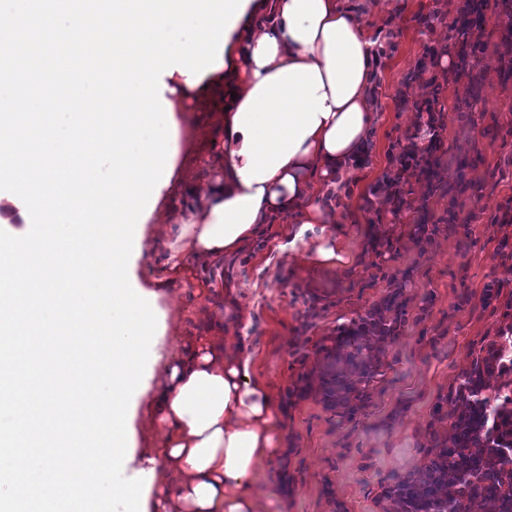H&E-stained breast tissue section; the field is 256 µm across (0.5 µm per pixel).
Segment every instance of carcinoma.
Returning a JSON list of instances; mask_svg holds the SVG:
<instances>
[{
	"mask_svg": "<svg viewBox=\"0 0 512 512\" xmlns=\"http://www.w3.org/2000/svg\"><path fill=\"white\" fill-rule=\"evenodd\" d=\"M471 2L470 11L456 18L462 31L480 25L488 7V0ZM479 57L478 47L464 49L459 74L473 76ZM404 317L396 291L365 318L337 328L330 344L320 345L326 363L316 391L326 406H340L348 418L357 417L367 387L378 375L364 333L372 330L390 343ZM344 362L358 370L357 379L344 376ZM493 376L506 381L490 387ZM452 395L461 405L455 439L434 443L423 468L393 479L383 493L385 512H467L476 500L487 512H512V329L481 346L471 368L457 378Z\"/></svg>",
	"mask_w": 512,
	"mask_h": 512,
	"instance_id": "obj_1",
	"label": "carcinoma"
}]
</instances>
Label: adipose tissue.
<instances>
[{
	"instance_id": "adipose-tissue-1",
	"label": "adipose tissue",
	"mask_w": 512,
	"mask_h": 512,
	"mask_svg": "<svg viewBox=\"0 0 512 512\" xmlns=\"http://www.w3.org/2000/svg\"><path fill=\"white\" fill-rule=\"evenodd\" d=\"M222 59L193 85L178 72L163 77L175 124L190 104L223 97V137L207 189L175 172L158 193L139 240L141 253L160 257L154 281L185 271L207 280L285 217L320 225L313 263L336 257V214L320 190L364 162L372 130L376 56L357 14L340 0H248ZM204 324L136 398L133 424L157 439L156 456L130 462L153 474L146 512H258L254 472L276 453L278 399L252 373L249 313L235 308L229 330L213 315Z\"/></svg>"
}]
</instances>
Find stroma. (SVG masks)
Segmentation results:
<instances>
[{
	"mask_svg": "<svg viewBox=\"0 0 512 512\" xmlns=\"http://www.w3.org/2000/svg\"><path fill=\"white\" fill-rule=\"evenodd\" d=\"M354 7L369 38H377L389 15L400 28L376 70V99L369 156L349 179L350 194L336 211L334 246L339 261L309 262L318 230H299L280 220L266 225L252 246L224 262V282L238 291L251 315L247 344L255 369L279 398L281 451L257 467L255 493L262 512H384V488L392 479L422 468L433 440L453 433L454 405H441L476 351L494 339L504 321L483 300L499 282L512 298V265L500 250L503 228L496 205L512 197V84L497 76L512 37L506 19L488 8L479 28L484 50L477 85L449 84L439 99L445 112L440 132L438 191L421 210L378 214L372 194L389 168L393 145L410 114L394 102L426 44L435 0H344ZM483 187L481 196L450 197L460 177ZM455 207L457 223L439 218ZM432 224L431 242L415 228ZM296 235L294 248L275 245ZM398 291L405 324L394 342L379 348L381 374L356 419L324 406L305 391L324 363L317 348L338 327L364 317ZM166 314V344L176 354L182 338L198 334L204 311L218 308L217 292H203L184 276L156 285ZM443 417H436L435 409Z\"/></svg>",
	"mask_w": 512,
	"mask_h": 512,
	"instance_id": "35a3bbf8",
	"label": "stroma"
}]
</instances>
